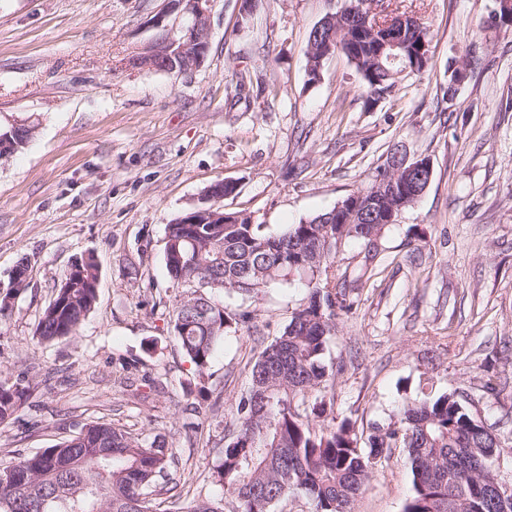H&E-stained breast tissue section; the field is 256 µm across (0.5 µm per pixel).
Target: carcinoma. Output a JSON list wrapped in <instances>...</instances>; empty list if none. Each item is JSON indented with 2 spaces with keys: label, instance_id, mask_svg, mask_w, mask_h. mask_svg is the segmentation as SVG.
<instances>
[{
  "label": "carcinoma",
  "instance_id": "carcinoma-1",
  "mask_svg": "<svg viewBox=\"0 0 512 512\" xmlns=\"http://www.w3.org/2000/svg\"><path fill=\"white\" fill-rule=\"evenodd\" d=\"M373 0H345L346 8L311 29L307 42L308 82L320 79L325 59L344 54L364 81L366 100L375 104L392 91L399 79L422 73L430 57L422 51L430 41L424 26H398L387 31L365 26ZM497 15L488 27L512 32V0H495ZM402 44L401 60L392 64L381 52L383 40ZM378 199L363 224H332V211L308 223L291 224L277 235L261 224L213 225L203 240L190 238L183 224L167 225L166 239L182 261L165 260L173 286H195L207 276L224 277L223 290L255 298L279 279L296 276L306 282V301L292 313L273 341L262 347L250 370L247 391L237 405L236 423L217 466V479L237 506L234 512H272L285 496L302 492L312 512H355V505L374 469L390 459L395 448L411 462L412 494L404 512H502L499 504L479 498L475 490L494 478L490 470L465 474L455 458L461 454L501 457L503 442L492 426L466 406L457 391L435 392L433 377L419 379L416 398L404 401L399 414L377 429L362 448L354 423L316 425L332 411L328 397L343 374L325 364L336 319L351 311V292L358 280L335 264L337 243L367 241L382 235L390 207L404 202L412 207L419 196L389 195ZM97 295L91 288H67L43 311L34 330L42 342H53L76 332L94 309ZM236 314L214 300L183 298L174 309L173 337L198 368L209 363L216 345ZM501 376L486 372L485 393L500 396ZM24 390L0 378V425L18 411ZM178 458L123 427L96 421L33 455L0 461V512H29L12 504L47 492L43 512H162L157 496L178 487L173 472ZM181 512H223L209 498L189 501Z\"/></svg>",
  "mask_w": 512,
  "mask_h": 512
}]
</instances>
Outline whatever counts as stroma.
I'll list each match as a JSON object with an SVG mask.
<instances>
[{
    "label": "stroma",
    "mask_w": 512,
    "mask_h": 512,
    "mask_svg": "<svg viewBox=\"0 0 512 512\" xmlns=\"http://www.w3.org/2000/svg\"><path fill=\"white\" fill-rule=\"evenodd\" d=\"M215 0L207 58L177 75L131 67L166 0H0V126L35 125L0 159V374L26 399L0 426V458L33 454L91 420L175 449L182 499H231L213 468L248 387L249 363L307 295L303 282L258 299L218 294L248 323L228 329L204 369L171 333L179 290L163 247L167 224L207 187L236 184L223 206L278 233L366 185L390 149L428 157L432 180L387 225L373 275L337 320L327 363L346 362L337 419L359 440L386 425L421 373L437 391L471 396L510 453L512 401L482 395L484 368L512 379V36L482 31L495 0H388L430 30V65L374 107L340 53L309 83L307 40L344 0ZM468 61V76L450 85ZM99 265L98 302L77 333H33L62 274L85 254ZM27 264L23 284L14 272ZM410 463L395 449L356 512H403Z\"/></svg>",
    "instance_id": "stroma-1"
}]
</instances>
